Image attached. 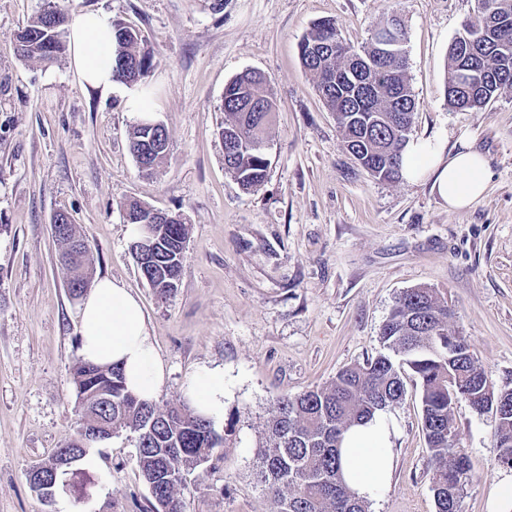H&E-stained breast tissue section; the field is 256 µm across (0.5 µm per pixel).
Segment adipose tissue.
Returning a JSON list of instances; mask_svg holds the SVG:
<instances>
[{
	"label": "adipose tissue",
	"mask_w": 512,
	"mask_h": 512,
	"mask_svg": "<svg viewBox=\"0 0 512 512\" xmlns=\"http://www.w3.org/2000/svg\"><path fill=\"white\" fill-rule=\"evenodd\" d=\"M114 22L110 12L78 14L69 28V61L83 86L111 95ZM403 176L411 182L428 180L449 210L470 208L490 181L484 154L469 141L447 154L439 139H421L403 155ZM83 361L122 369L129 391L154 400L166 371L158 357L139 300L116 280L96 279L79 307ZM195 411L216 419L224 413V372L213 369L191 379L185 390ZM388 428L381 416L352 427L341 448V466L356 496L370 500L389 484L393 458L387 446Z\"/></svg>",
	"instance_id": "ef3b65f1"
}]
</instances>
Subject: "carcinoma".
Segmentation results:
<instances>
[{
    "label": "carcinoma",
    "instance_id": "carcinoma-1",
    "mask_svg": "<svg viewBox=\"0 0 512 512\" xmlns=\"http://www.w3.org/2000/svg\"><path fill=\"white\" fill-rule=\"evenodd\" d=\"M50 27L41 12L17 34L16 54L23 60L54 62L64 49L66 17L58 8ZM405 25L397 15L386 17L358 51L338 36L326 19L314 25L299 44L303 67L316 79L325 106L336 113L345 149L374 178H403V153L414 123L416 102L407 76L405 46L384 53L376 38L384 27ZM115 68L120 83L143 80L151 69L150 53L140 48L134 29L114 24ZM477 49L472 64L461 51ZM444 93L454 110L479 112L506 90H512V0H476L467 21L448 51ZM274 102L266 80L247 72L224 88V169L245 191L261 186L268 175L267 141ZM148 132L135 125L129 138L134 159ZM188 237L185 224H159L157 248L146 268L159 295L170 288L168 276L182 269ZM63 264L70 274V293L79 298L90 286L88 249L74 225L60 229ZM453 310L432 288H411L396 300L383 323L384 352L363 364L341 369L327 385L276 400L265 423L256 457L255 476L272 512H368V503L344 482L338 454L354 424L392 409L406 397L405 370L415 378L422 407V431L428 448L431 490L436 512H460L464 489L474 479L467 450L457 439L452 409L466 402L476 413H495L498 461L512 468V388L494 391L475 364L464 337L448 332ZM78 400L77 429L72 447L89 431L106 426L128 431L136 443L135 464L153 499V512H183L181 488L186 475L208 463L225 438L213 421L184 403L164 407L138 398L125 386L116 366L78 365L74 378Z\"/></svg>",
    "mask_w": 512,
    "mask_h": 512
}]
</instances>
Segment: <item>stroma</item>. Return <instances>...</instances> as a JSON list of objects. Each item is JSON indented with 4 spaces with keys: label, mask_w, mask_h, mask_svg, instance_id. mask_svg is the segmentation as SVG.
<instances>
[{
    "label": "stroma",
    "mask_w": 512,
    "mask_h": 512,
    "mask_svg": "<svg viewBox=\"0 0 512 512\" xmlns=\"http://www.w3.org/2000/svg\"><path fill=\"white\" fill-rule=\"evenodd\" d=\"M56 4L68 14L105 9L140 30L152 55L143 82L169 135L152 177L129 150L137 121L124 89L84 88L67 54L49 65L19 59L16 35ZM474 0H0V512H55L27 473L74 435L78 307L52 224L68 213L90 246L93 277L122 282L140 300L166 379L158 405L184 401L197 373L224 372L227 433L181 491L184 512H270L253 467L273 400L327 385L381 350L397 297L427 287L454 310L494 390L512 388V91L486 110L457 111L444 96L448 47ZM399 15L417 112L410 141L455 146L473 138L494 173L471 208L449 210L429 183L381 182L346 151L298 45L335 21L362 47ZM262 73L273 94L264 184L243 191L224 170L218 129L225 85ZM182 213L188 239L178 288L157 296L131 253L126 197ZM394 457L389 487L369 512H436L415 392L385 411ZM475 481L462 512H487L501 478L494 413L455 405ZM134 440L99 448L100 470L63 477L56 494L74 512H151L133 461Z\"/></svg>",
    "instance_id": "obj_1"
}]
</instances>
